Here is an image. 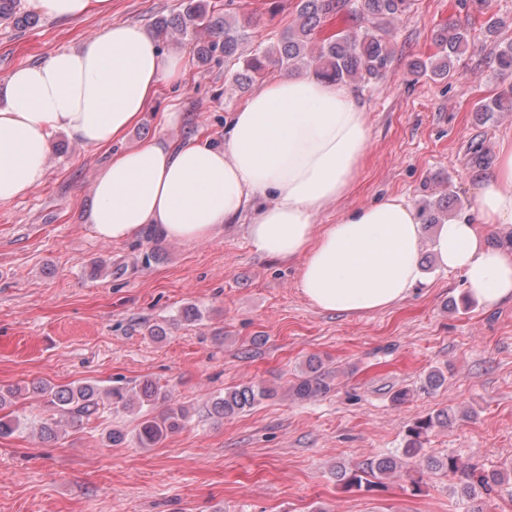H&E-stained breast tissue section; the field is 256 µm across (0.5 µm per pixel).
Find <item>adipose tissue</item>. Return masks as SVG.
I'll use <instances>...</instances> for the list:
<instances>
[{"instance_id": "obj_1", "label": "adipose tissue", "mask_w": 512, "mask_h": 512, "mask_svg": "<svg viewBox=\"0 0 512 512\" xmlns=\"http://www.w3.org/2000/svg\"><path fill=\"white\" fill-rule=\"evenodd\" d=\"M49 17L106 15L112 0H29ZM182 55L162 50L140 26L120 22L17 68L0 104V203L38 184L54 131L106 147L137 125L159 88L181 80ZM369 143L364 107L343 84L280 74L231 113L224 141L157 140L112 156L93 184L87 222L97 238L126 241L154 225L169 241L212 239L249 216L258 253L299 262L298 286L316 309L383 310L407 299L421 277L420 217L402 198L355 208L337 223L319 213L345 197ZM512 224V139L478 185L471 216L440 225L432 250L485 306L512 301V248L488 230Z\"/></svg>"}]
</instances>
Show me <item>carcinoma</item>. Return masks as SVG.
Instances as JSON below:
<instances>
[{"label": "carcinoma", "mask_w": 512, "mask_h": 512, "mask_svg": "<svg viewBox=\"0 0 512 512\" xmlns=\"http://www.w3.org/2000/svg\"><path fill=\"white\" fill-rule=\"evenodd\" d=\"M21 0H0V21H10L24 27L35 17L24 13ZM411 7V0H298L296 15L288 29L274 45H258L249 53L241 50L250 38L252 19L238 20L236 13H219L203 0H186L174 16L161 17L154 22L153 37L164 42L176 36L196 42L197 61L206 64L224 58L227 88L243 92L258 78L278 67L288 71L305 69L317 78L335 83L369 82L386 76L393 61L395 24ZM344 15L348 26L326 37H317V30L330 16ZM433 42L437 52L426 61L411 64L410 73L446 79L455 64L469 48L467 30L450 22L438 28ZM496 73L506 87L477 107L479 112H512V42L498 48L494 56ZM335 379L333 372L323 369L316 358L308 360L307 372L294 387L296 398L305 400L330 390ZM32 390L47 397L54 413L43 420L40 435L44 439L57 436L65 419L82 421L98 414L100 401L105 399L117 410L141 412L142 408L165 406L158 416H143L137 432L142 448H153L169 434L184 428L188 411L168 405V396L156 383L145 380L129 387L118 384L105 390L96 385L55 386L43 383ZM271 391L263 387H234L211 401V412L220 418L230 417L254 405ZM448 423V415H429L409 426L404 448L398 456L369 459L355 467L336 469V481L344 488L372 491L384 486V479L402 472L405 460L418 457L431 431ZM432 468L450 475L461 474L462 490L468 501L475 503L480 496L490 495L508 480L498 471L487 472L468 465L453 454L431 461Z\"/></svg>", "instance_id": "carcinoma-1"}]
</instances>
